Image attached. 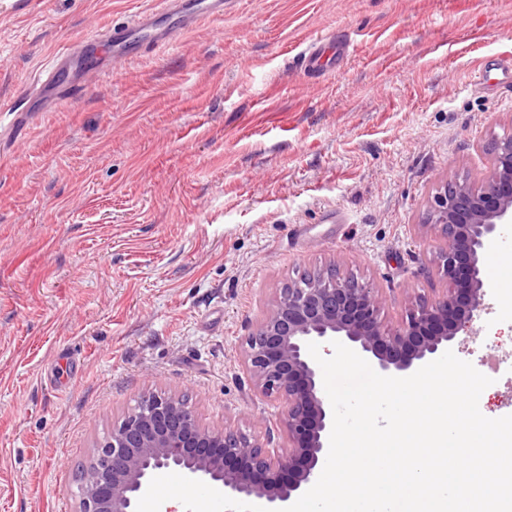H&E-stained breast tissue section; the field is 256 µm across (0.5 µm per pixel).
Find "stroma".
<instances>
[{
    "label": "stroma",
    "instance_id": "stroma-1",
    "mask_svg": "<svg viewBox=\"0 0 512 512\" xmlns=\"http://www.w3.org/2000/svg\"><path fill=\"white\" fill-rule=\"evenodd\" d=\"M151 0H0V104L56 51ZM343 33L313 78L300 54ZM512 56V0H230L53 111H0V512H75L76 470L151 391L288 444L243 346L276 288L336 265L394 330L445 295L429 202L476 181L512 96L473 87ZM452 347L512 415V273ZM350 47L347 35L329 42H311L301 55L302 65L317 77L324 72H335L348 59Z\"/></svg>",
    "mask_w": 512,
    "mask_h": 512
}]
</instances>
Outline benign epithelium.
<instances>
[{
    "instance_id": "7a95c632",
    "label": "benign epithelium",
    "mask_w": 512,
    "mask_h": 512,
    "mask_svg": "<svg viewBox=\"0 0 512 512\" xmlns=\"http://www.w3.org/2000/svg\"><path fill=\"white\" fill-rule=\"evenodd\" d=\"M489 154L480 182L446 183L428 210L443 238L437 266L448 294L418 305L391 332L378 319L379 294L331 266L279 289L246 337L244 366L255 391L281 404L288 447L269 450L243 433L207 426L174 390L150 392L93 446L76 479V512H136L160 470L214 485L233 499L287 507L324 465L333 424L321 368L307 344L339 341L393 376L448 349L482 311L485 243L498 226L512 223V136L494 140Z\"/></svg>"
}]
</instances>
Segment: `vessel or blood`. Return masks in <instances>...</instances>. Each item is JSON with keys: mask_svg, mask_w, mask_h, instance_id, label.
Wrapping results in <instances>:
<instances>
[{"mask_svg": "<svg viewBox=\"0 0 512 512\" xmlns=\"http://www.w3.org/2000/svg\"><path fill=\"white\" fill-rule=\"evenodd\" d=\"M225 0H153L148 10L126 22L87 35L61 51L35 80L36 92L21 104L24 112H41L79 95L112 73L111 65L98 63L96 55L111 48L113 63L125 61L146 48L174 45L203 19L223 16ZM348 36L311 42L301 55L304 68L314 75L335 71L350 55Z\"/></svg>", "mask_w": 512, "mask_h": 512, "instance_id": "vessel-or-blood-1", "label": "vessel or blood"}]
</instances>
